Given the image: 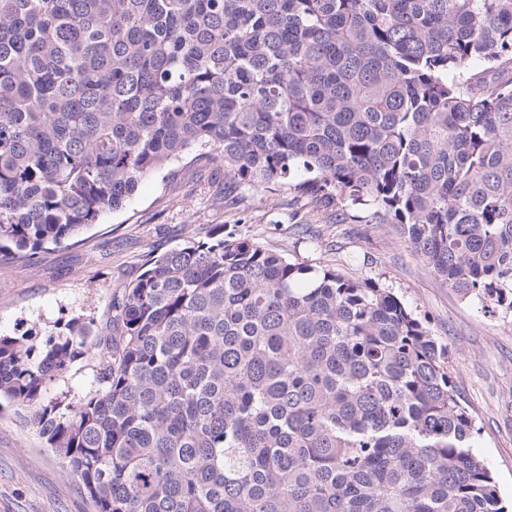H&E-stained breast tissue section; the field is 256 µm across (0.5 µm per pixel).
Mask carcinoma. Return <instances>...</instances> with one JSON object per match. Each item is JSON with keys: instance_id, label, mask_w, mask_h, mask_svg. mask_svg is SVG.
<instances>
[{"instance_id": "obj_1", "label": "carcinoma", "mask_w": 512, "mask_h": 512, "mask_svg": "<svg viewBox=\"0 0 512 512\" xmlns=\"http://www.w3.org/2000/svg\"><path fill=\"white\" fill-rule=\"evenodd\" d=\"M510 67L512 0H0V257L208 158L373 212L512 312ZM2 398L95 512L504 510L429 328L222 224L149 253L107 331L1 335ZM92 362L87 360L78 361L70 369L63 381L54 385L51 389V395H59L62 391H71L70 398L78 399L82 395L83 389L87 387L93 378L94 370Z\"/></svg>"}]
</instances>
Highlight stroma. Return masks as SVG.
Here are the masks:
<instances>
[{
	"label": "stroma",
	"instance_id": "1",
	"mask_svg": "<svg viewBox=\"0 0 512 512\" xmlns=\"http://www.w3.org/2000/svg\"><path fill=\"white\" fill-rule=\"evenodd\" d=\"M169 183L177 190L164 204ZM218 224L290 261L334 268L395 294L447 351L478 427L475 451L512 512V312L489 314L480 302L461 299L395 225L375 223L369 212L343 221L334 211L294 203L284 188L228 193L220 165L176 163L146 177L123 208L77 238L27 261L0 259V334L43 338L77 316L105 328L115 291L142 272L144 255ZM0 512H93L78 479L8 404L0 406Z\"/></svg>",
	"mask_w": 512,
	"mask_h": 512
}]
</instances>
